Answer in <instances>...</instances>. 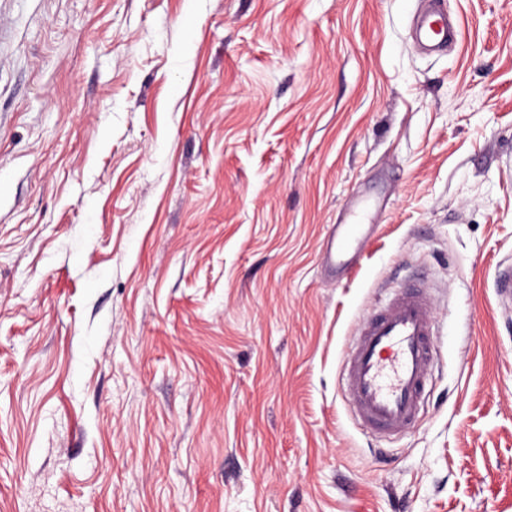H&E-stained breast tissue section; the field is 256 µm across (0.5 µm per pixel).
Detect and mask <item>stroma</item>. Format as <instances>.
Listing matches in <instances>:
<instances>
[{
  "label": "stroma",
  "mask_w": 512,
  "mask_h": 512,
  "mask_svg": "<svg viewBox=\"0 0 512 512\" xmlns=\"http://www.w3.org/2000/svg\"><path fill=\"white\" fill-rule=\"evenodd\" d=\"M441 6L0 0V512H512V0ZM413 283L389 437L343 364ZM450 28L448 15L440 5L434 3V7L424 16L419 27V35L429 47H436L445 42ZM357 224H344V229L338 230L328 238L323 256V266L336 275V267H342L350 255L352 246L360 240L361 231ZM336 238L338 245L336 247ZM495 295L499 305H512V266L498 269L495 277ZM433 306L420 287L403 288L361 323L345 360L348 402L367 427L396 434L415 418L432 370Z\"/></svg>",
  "instance_id": "35a3bbf8"
}]
</instances>
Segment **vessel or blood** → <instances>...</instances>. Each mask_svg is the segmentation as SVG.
<instances>
[{
  "instance_id": "obj_1",
  "label": "vessel or blood",
  "mask_w": 512,
  "mask_h": 512,
  "mask_svg": "<svg viewBox=\"0 0 512 512\" xmlns=\"http://www.w3.org/2000/svg\"><path fill=\"white\" fill-rule=\"evenodd\" d=\"M450 23L440 7L422 19L419 35L429 46L444 43ZM361 237L356 225H345L328 238L323 266H344ZM496 301L512 305V266L498 269ZM433 306L420 287L405 288L387 307L361 323L355 345L345 360L344 383L348 402L367 427L395 434L415 418L432 370Z\"/></svg>"
}]
</instances>
